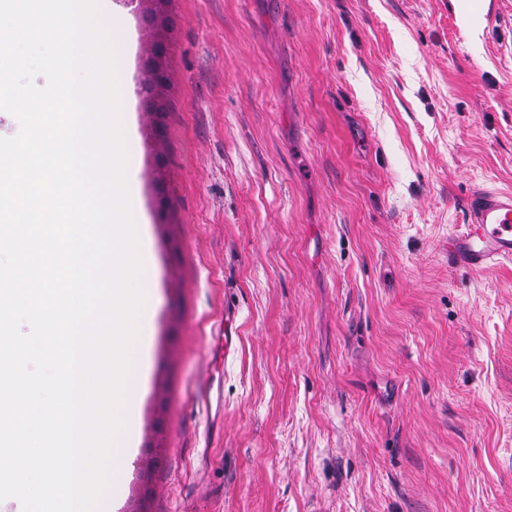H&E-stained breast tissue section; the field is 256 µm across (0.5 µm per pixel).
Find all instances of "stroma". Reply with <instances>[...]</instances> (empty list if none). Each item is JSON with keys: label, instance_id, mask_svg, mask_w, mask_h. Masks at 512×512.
Returning <instances> with one entry per match:
<instances>
[{"label": "stroma", "instance_id": "1", "mask_svg": "<svg viewBox=\"0 0 512 512\" xmlns=\"http://www.w3.org/2000/svg\"><path fill=\"white\" fill-rule=\"evenodd\" d=\"M480 4L170 0L160 133L128 6L153 352L114 512H512V260L448 255L512 190V0Z\"/></svg>", "mask_w": 512, "mask_h": 512}]
</instances>
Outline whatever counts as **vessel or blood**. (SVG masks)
Here are the masks:
<instances>
[{"label":"vessel or blood","instance_id":"vessel-or-blood-1","mask_svg":"<svg viewBox=\"0 0 512 512\" xmlns=\"http://www.w3.org/2000/svg\"><path fill=\"white\" fill-rule=\"evenodd\" d=\"M457 262L473 271L512 259V192L481 190L472 199L462 232L448 239Z\"/></svg>","mask_w":512,"mask_h":512}]
</instances>
